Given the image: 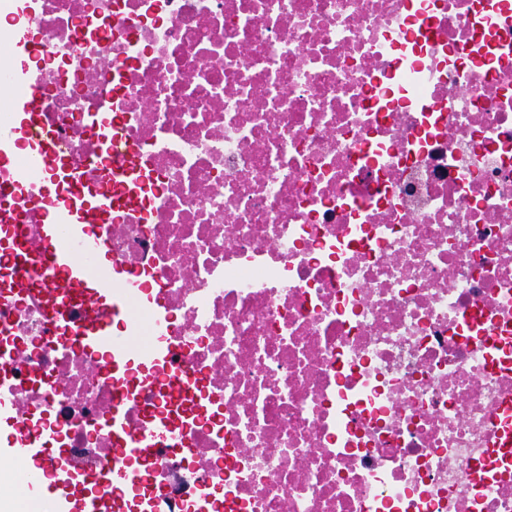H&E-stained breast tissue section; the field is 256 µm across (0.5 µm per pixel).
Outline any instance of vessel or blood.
<instances>
[{
	"label": "vessel or blood",
	"instance_id": "vessel-or-blood-1",
	"mask_svg": "<svg viewBox=\"0 0 512 512\" xmlns=\"http://www.w3.org/2000/svg\"><path fill=\"white\" fill-rule=\"evenodd\" d=\"M15 101L23 118L20 123L0 126V147L8 143H17L21 139L32 144L34 152L24 159L21 168L26 172L41 171L42 193L39 201L21 210L14 205L16 197L14 183L1 182L0 220L11 224H24L27 223L30 215H38L44 242L41 261L46 267L62 273L58 288H47L42 292L41 299L48 314L58 315L57 294L61 291L85 303L95 297L103 296L112 301L115 311H125L128 300L117 293L115 281L92 278L85 264L58 243L59 225L91 224L98 218L110 214L111 194L99 193L94 209H85L82 186L85 182L86 169L60 158L58 143L38 120L39 114L44 110L41 98L23 89L17 91ZM100 139L104 154L123 161L124 174L127 178L135 181L144 174L147 167L146 158L131 153L118 135L104 129L100 132ZM79 340L91 348L104 344L111 345L112 354L106 368V376L112 382L117 399L126 398L124 365L129 347L127 337L113 335L109 322L93 317L80 334ZM110 420L113 430L118 434L114 450L115 458L128 460L151 455L149 442L134 437L130 433L121 409H114Z\"/></svg>",
	"mask_w": 512,
	"mask_h": 512
}]
</instances>
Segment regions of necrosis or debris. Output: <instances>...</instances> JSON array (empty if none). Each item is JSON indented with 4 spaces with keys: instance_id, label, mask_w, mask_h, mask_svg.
Wrapping results in <instances>:
<instances>
[{
    "instance_id": "obj_1",
    "label": "necrosis or debris",
    "mask_w": 512,
    "mask_h": 512,
    "mask_svg": "<svg viewBox=\"0 0 512 512\" xmlns=\"http://www.w3.org/2000/svg\"><path fill=\"white\" fill-rule=\"evenodd\" d=\"M87 162L168 400L128 355L151 441L113 457L108 348L34 295L37 220L0 255V417L65 512H512V0H0V86ZM149 158L128 189L99 131ZM24 277L23 291L9 288Z\"/></svg>"
}]
</instances>
